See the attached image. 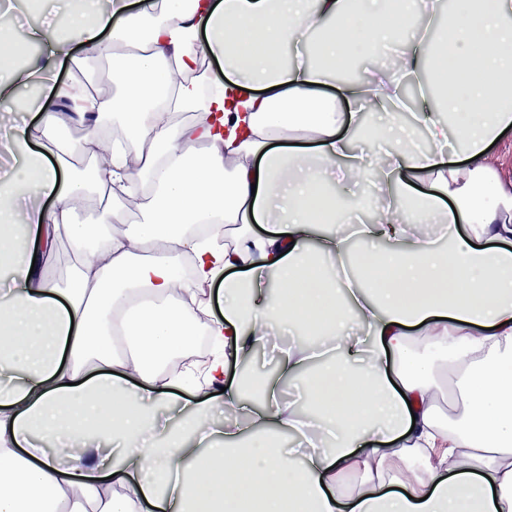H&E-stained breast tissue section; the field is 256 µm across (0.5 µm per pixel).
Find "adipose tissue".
<instances>
[{
    "mask_svg": "<svg viewBox=\"0 0 512 512\" xmlns=\"http://www.w3.org/2000/svg\"><path fill=\"white\" fill-rule=\"evenodd\" d=\"M38 3L54 23L0 24V104L41 115L13 128L16 154L54 142L66 104L85 128L79 151H94L109 117L136 165L113 160L90 181L17 168L0 190V512H512V193L483 162L512 129V0H453L445 38L413 40L398 69L339 84L332 99L322 88L337 64L398 40L414 0ZM29 45L44 61L23 70ZM79 50L111 60L121 93L57 85V67ZM202 58L224 65L204 107L188 79ZM425 68L442 105L414 114L430 151L411 149L412 130L391 119L376 136L388 146L383 186L406 171L430 192L403 191L402 212L363 222L358 236L320 234L336 220L328 169L350 177L364 144L360 114L341 105L392 104L400 75ZM293 130L313 147H288ZM120 181L143 186L142 222L92 236L78 203ZM439 215L467 233L413 235ZM199 224L232 225L233 246L204 244ZM21 225L39 249H14ZM355 238L384 244L358 260L361 277L314 264L317 254L347 265ZM61 245L78 258L64 288L31 269ZM187 258L197 283H224L223 314L206 330L217 353L201 370L213 390L204 403L183 396V376L143 365L188 346L206 306L177 275ZM352 314L365 339L347 337ZM288 324L321 339L276 361L309 415L285 411L278 384L248 405L229 372ZM415 328L455 353L463 412L453 429L437 423V371L415 354ZM227 407L245 423L199 429ZM251 425L321 427L332 445L249 440ZM418 455L454 463L422 476L408 466ZM348 473L360 487L345 496ZM115 485L123 496H107Z\"/></svg>",
    "mask_w": 512,
    "mask_h": 512,
    "instance_id": "ef3b65f1",
    "label": "adipose tissue"
}]
</instances>
